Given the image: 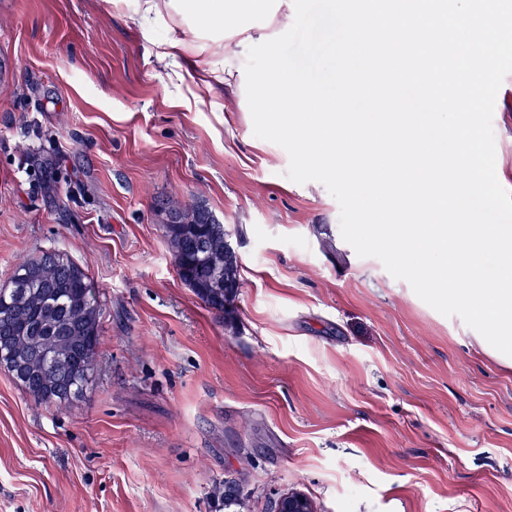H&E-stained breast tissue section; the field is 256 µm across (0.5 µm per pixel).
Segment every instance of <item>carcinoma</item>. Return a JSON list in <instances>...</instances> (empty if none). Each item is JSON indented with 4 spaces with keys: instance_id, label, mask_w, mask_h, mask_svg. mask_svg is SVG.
<instances>
[{
    "instance_id": "cac0c4a2",
    "label": "carcinoma",
    "mask_w": 512,
    "mask_h": 512,
    "mask_svg": "<svg viewBox=\"0 0 512 512\" xmlns=\"http://www.w3.org/2000/svg\"><path fill=\"white\" fill-rule=\"evenodd\" d=\"M165 237L179 279L209 309L229 316L217 277L239 285L224 225L198 201L166 202ZM102 302L85 270L57 249L27 257L0 288V366L34 401L68 408L81 396L100 344Z\"/></svg>"
}]
</instances>
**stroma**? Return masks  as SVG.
Here are the masks:
<instances>
[{
    "label": "stroma",
    "mask_w": 512,
    "mask_h": 512,
    "mask_svg": "<svg viewBox=\"0 0 512 512\" xmlns=\"http://www.w3.org/2000/svg\"><path fill=\"white\" fill-rule=\"evenodd\" d=\"M144 0H0V288L59 249L101 293L68 409L0 367V512H512V365L341 236L326 187L257 138L242 31ZM174 38L193 54L157 55ZM512 192V75L495 100ZM204 201L238 256L230 318L179 279L161 205ZM228 489L223 504L217 487Z\"/></svg>",
    "instance_id": "stroma-1"
}]
</instances>
